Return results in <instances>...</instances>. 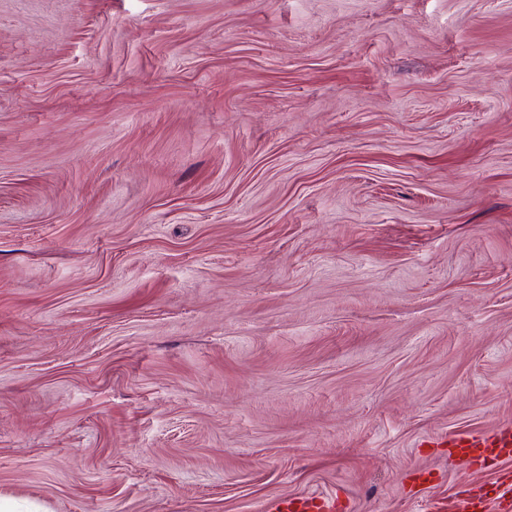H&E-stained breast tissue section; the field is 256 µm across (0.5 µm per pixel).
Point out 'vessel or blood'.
<instances>
[{"label": "vessel or blood", "instance_id": "1", "mask_svg": "<svg viewBox=\"0 0 512 512\" xmlns=\"http://www.w3.org/2000/svg\"><path fill=\"white\" fill-rule=\"evenodd\" d=\"M440 447L470 466L494 471L487 487L475 491L466 487L457 493L458 512H487L489 503H497L500 512H512V427L480 435H450L441 438ZM338 499L318 495L291 496L280 500L275 512H339Z\"/></svg>", "mask_w": 512, "mask_h": 512}]
</instances>
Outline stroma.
I'll return each instance as SVG.
<instances>
[{
    "instance_id": "1",
    "label": "stroma",
    "mask_w": 512,
    "mask_h": 512,
    "mask_svg": "<svg viewBox=\"0 0 512 512\" xmlns=\"http://www.w3.org/2000/svg\"><path fill=\"white\" fill-rule=\"evenodd\" d=\"M502 426L512 0H0V497L446 512ZM341 509L338 497L318 495L290 496L280 500L274 510L276 512H335Z\"/></svg>"
}]
</instances>
